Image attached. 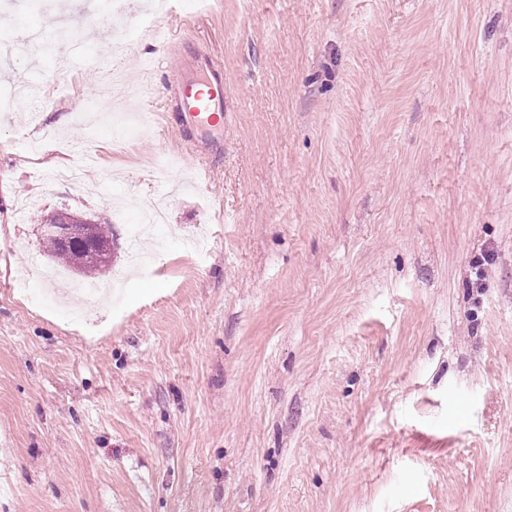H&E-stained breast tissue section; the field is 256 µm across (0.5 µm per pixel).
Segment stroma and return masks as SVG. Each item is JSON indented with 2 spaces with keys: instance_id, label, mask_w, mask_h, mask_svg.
I'll list each match as a JSON object with an SVG mask.
<instances>
[{
  "instance_id": "stroma-1",
  "label": "stroma",
  "mask_w": 512,
  "mask_h": 512,
  "mask_svg": "<svg viewBox=\"0 0 512 512\" xmlns=\"http://www.w3.org/2000/svg\"><path fill=\"white\" fill-rule=\"evenodd\" d=\"M58 2L93 56L0 112V512H512V0H167L160 38L127 0L117 58ZM178 43L224 70L219 156L163 120ZM114 71L152 118L119 150L58 124ZM87 143L94 194L40 178ZM56 210L123 285L39 277Z\"/></svg>"
}]
</instances>
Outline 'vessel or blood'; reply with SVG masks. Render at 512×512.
Instances as JSON below:
<instances>
[{
	"label": "vessel or blood",
	"mask_w": 512,
	"mask_h": 512,
	"mask_svg": "<svg viewBox=\"0 0 512 512\" xmlns=\"http://www.w3.org/2000/svg\"><path fill=\"white\" fill-rule=\"evenodd\" d=\"M179 78L174 87L176 119L187 138L207 126L224 123V72L206 54L180 55Z\"/></svg>",
	"instance_id": "vessel-or-blood-1"
}]
</instances>
